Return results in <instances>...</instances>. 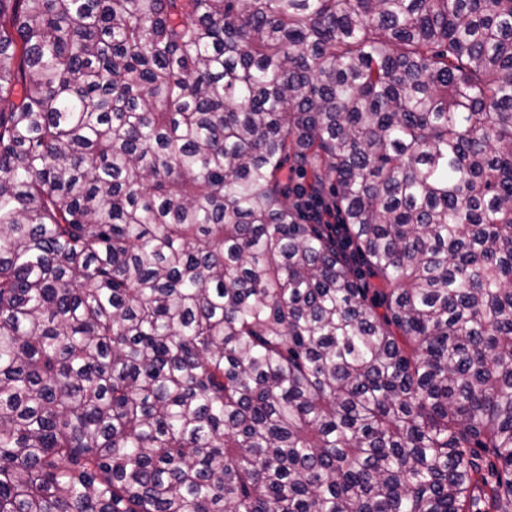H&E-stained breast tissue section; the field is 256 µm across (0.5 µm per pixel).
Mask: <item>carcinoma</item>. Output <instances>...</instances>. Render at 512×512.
Listing matches in <instances>:
<instances>
[{
    "label": "carcinoma",
    "instance_id": "obj_1",
    "mask_svg": "<svg viewBox=\"0 0 512 512\" xmlns=\"http://www.w3.org/2000/svg\"><path fill=\"white\" fill-rule=\"evenodd\" d=\"M0 512H512V0H0Z\"/></svg>",
    "mask_w": 512,
    "mask_h": 512
}]
</instances>
